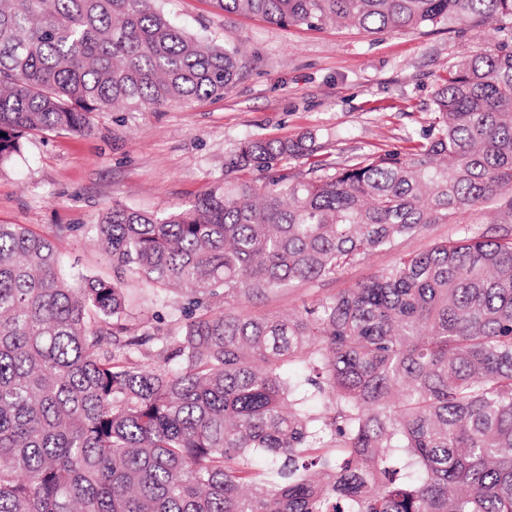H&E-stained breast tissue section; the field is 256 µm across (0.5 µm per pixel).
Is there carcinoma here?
<instances>
[{
  "instance_id": "cac0c4a2",
  "label": "carcinoma",
  "mask_w": 512,
  "mask_h": 512,
  "mask_svg": "<svg viewBox=\"0 0 512 512\" xmlns=\"http://www.w3.org/2000/svg\"><path fill=\"white\" fill-rule=\"evenodd\" d=\"M159 2L0 0V168L95 112L224 94L239 51ZM213 3L367 32L512 20V0ZM308 140H243L179 211L112 204L90 227L110 280L64 273L74 227L0 224V512H512V228L241 310L512 209V49L448 67L421 141L337 168ZM512 227V213L495 203H481L463 214L457 223L430 224L420 234L403 239L395 250L382 251L369 260L349 268L333 281H308L296 284L288 291L279 293L265 300L259 309L278 311L280 313L293 312L301 309L304 304L310 303L317 297L335 294L370 278L378 270L391 266L401 252H419L434 242L459 237L463 227L471 228L487 236L496 235L500 227Z\"/></svg>"
}]
</instances>
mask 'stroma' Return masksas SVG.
Listing matches in <instances>:
<instances>
[{"label":"stroma","mask_w":512,"mask_h":512,"mask_svg":"<svg viewBox=\"0 0 512 512\" xmlns=\"http://www.w3.org/2000/svg\"><path fill=\"white\" fill-rule=\"evenodd\" d=\"M189 31L242 51L243 67L223 98L176 102L156 111L98 112L86 135L48 133L26 142L0 169V223L47 232L72 225L62 243L68 265L104 278L111 266L83 226L118 202L140 211L184 208L224 177V159L241 140L313 136L316 156L336 166L360 154L404 145L425 126L438 79L449 65L485 47H512V23L459 30L440 24L366 33L345 26H278L224 15L211 0H163ZM512 227V211L481 203L453 224H432L333 281H308L264 301L281 313L335 294L468 227L488 236Z\"/></svg>","instance_id":"1"}]
</instances>
